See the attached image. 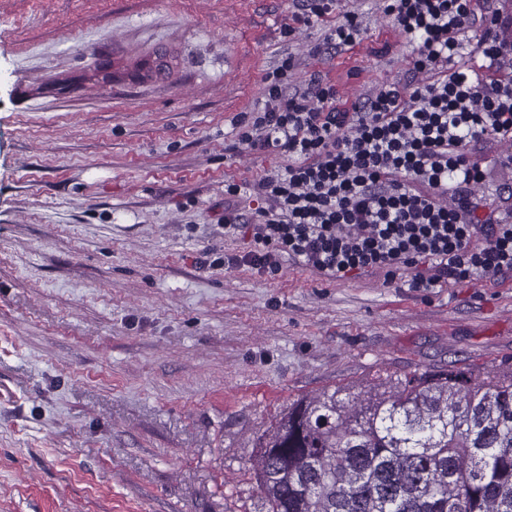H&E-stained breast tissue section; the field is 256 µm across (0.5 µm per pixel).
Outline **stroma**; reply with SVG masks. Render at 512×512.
Masks as SVG:
<instances>
[{
    "label": "stroma",
    "mask_w": 512,
    "mask_h": 512,
    "mask_svg": "<svg viewBox=\"0 0 512 512\" xmlns=\"http://www.w3.org/2000/svg\"><path fill=\"white\" fill-rule=\"evenodd\" d=\"M289 0H0V512H261L254 444L292 401L427 369H512V276L418 291L277 276L225 236L230 120ZM325 61L341 102L401 74L373 0ZM147 58L166 72L134 80ZM232 263H225V256Z\"/></svg>",
    "instance_id": "stroma-1"
}]
</instances>
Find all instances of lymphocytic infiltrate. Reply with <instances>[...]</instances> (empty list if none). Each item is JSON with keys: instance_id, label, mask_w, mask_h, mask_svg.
<instances>
[{"instance_id": "lymphocytic-infiltrate-1", "label": "lymphocytic infiltrate", "mask_w": 512, "mask_h": 512, "mask_svg": "<svg viewBox=\"0 0 512 512\" xmlns=\"http://www.w3.org/2000/svg\"><path fill=\"white\" fill-rule=\"evenodd\" d=\"M381 9L411 47L406 69L341 108L322 71L292 78L303 57L350 50L362 22L342 0H291L285 38L300 25L324 31L264 72L262 107L231 120L228 153L282 163L225 182L224 234L247 240L245 261L271 275L286 259L335 281L405 275L426 290L512 273V157L501 182L473 160L487 140L512 142V12L501 0Z\"/></svg>"}]
</instances>
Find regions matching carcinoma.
Returning <instances> with one entry per match:
<instances>
[{
	"mask_svg": "<svg viewBox=\"0 0 512 512\" xmlns=\"http://www.w3.org/2000/svg\"><path fill=\"white\" fill-rule=\"evenodd\" d=\"M255 448L266 512H512V371L301 397Z\"/></svg>",
	"mask_w": 512,
	"mask_h": 512,
	"instance_id": "obj_1",
	"label": "carcinoma"
}]
</instances>
